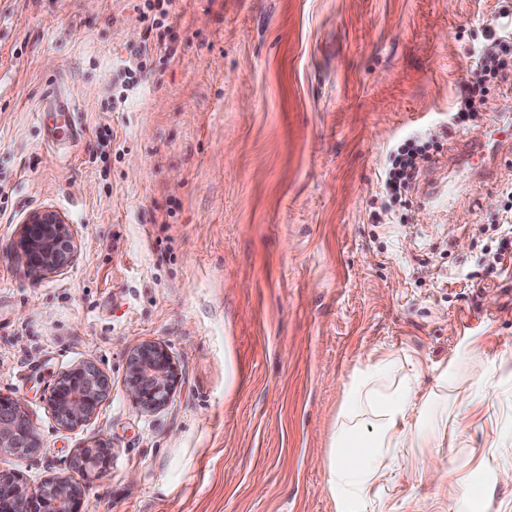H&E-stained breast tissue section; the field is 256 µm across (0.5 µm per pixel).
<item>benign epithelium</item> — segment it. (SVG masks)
<instances>
[{
    "instance_id": "1",
    "label": "benign epithelium",
    "mask_w": 512,
    "mask_h": 512,
    "mask_svg": "<svg viewBox=\"0 0 512 512\" xmlns=\"http://www.w3.org/2000/svg\"><path fill=\"white\" fill-rule=\"evenodd\" d=\"M27 271L43 276L69 266L74 242L64 218L49 209L30 213L22 222L16 243ZM126 391L141 411L155 413L168 403L178 382V370L167 349L145 343L128 355ZM109 393L100 369L86 364L61 374L48 397L58 424L75 428L92 420ZM36 447L34 428L19 402L0 396V451L25 454ZM110 460L109 447L100 444L80 451L76 462L88 474H100ZM83 490L66 480L46 482L31 491L16 475L0 474V512H81Z\"/></svg>"
}]
</instances>
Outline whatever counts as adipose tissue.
Listing matches in <instances>:
<instances>
[{
    "label": "adipose tissue",
    "instance_id": "adipose-tissue-1",
    "mask_svg": "<svg viewBox=\"0 0 512 512\" xmlns=\"http://www.w3.org/2000/svg\"><path fill=\"white\" fill-rule=\"evenodd\" d=\"M492 387L489 377L483 376L475 394L440 411L431 428L418 429L412 419L427 410L432 393L421 391L417 375L402 374L399 356L368 359L345 386L324 463L325 490L336 512H366L371 491L403 449L441 447L449 425L465 429L470 408L484 404Z\"/></svg>",
    "mask_w": 512,
    "mask_h": 512
}]
</instances>
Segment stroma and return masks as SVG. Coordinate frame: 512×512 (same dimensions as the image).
I'll return each instance as SVG.
<instances>
[{
  "instance_id": "stroma-1",
  "label": "stroma",
  "mask_w": 512,
  "mask_h": 512,
  "mask_svg": "<svg viewBox=\"0 0 512 512\" xmlns=\"http://www.w3.org/2000/svg\"><path fill=\"white\" fill-rule=\"evenodd\" d=\"M137 2L0 0V395L38 439L0 452V473L85 484L82 512H336L322 460L370 353L410 355L426 389L456 363L464 394L471 342L512 392V234L498 229L512 133L496 128L512 91L449 123L512 0H173L168 60ZM58 97L76 140L47 136ZM406 139L430 159L409 206L387 210L383 169ZM434 177L454 186L442 208L423 200ZM39 209L65 218L75 251L36 278L14 243ZM146 342L178 369L155 413L126 394ZM90 362L110 393L63 429L49 392ZM500 420L480 406L446 434L444 484L405 450L369 512H449L469 484L485 512H512L492 472ZM99 442L110 464L85 478L75 456Z\"/></svg>"
}]
</instances>
